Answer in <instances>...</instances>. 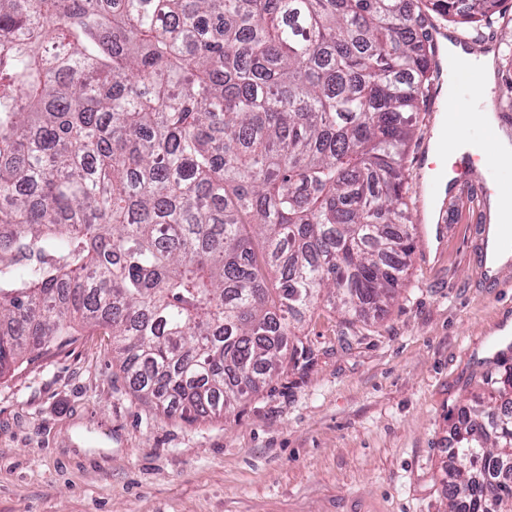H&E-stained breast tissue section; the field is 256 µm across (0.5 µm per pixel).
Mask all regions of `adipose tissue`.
Listing matches in <instances>:
<instances>
[{"mask_svg": "<svg viewBox=\"0 0 512 512\" xmlns=\"http://www.w3.org/2000/svg\"><path fill=\"white\" fill-rule=\"evenodd\" d=\"M470 125L490 133V140L452 141L448 145H434L430 159L436 167L432 171L435 180L450 182L455 173L453 164L462 153L477 156L481 163L490 167H501L512 163V137L500 128L493 113L472 112L468 115Z\"/></svg>", "mask_w": 512, "mask_h": 512, "instance_id": "adipose-tissue-1", "label": "adipose tissue"}]
</instances>
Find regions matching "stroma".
<instances>
[{
    "mask_svg": "<svg viewBox=\"0 0 512 512\" xmlns=\"http://www.w3.org/2000/svg\"><path fill=\"white\" fill-rule=\"evenodd\" d=\"M480 182L446 201L393 300L354 324L326 304L309 360L223 418L169 419L134 395L112 336L83 328L0 377V512H448L459 410L512 344V267L476 279Z\"/></svg>",
    "mask_w": 512,
    "mask_h": 512,
    "instance_id": "stroma-1",
    "label": "stroma"
}]
</instances>
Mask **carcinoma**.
Returning <instances> with one entry per match:
<instances>
[{"mask_svg": "<svg viewBox=\"0 0 512 512\" xmlns=\"http://www.w3.org/2000/svg\"><path fill=\"white\" fill-rule=\"evenodd\" d=\"M504 0H0V377L111 330L134 393L221 416L322 299L394 298L413 248L406 146L430 20ZM458 417L444 492L512 512V362Z\"/></svg>", "mask_w": 512, "mask_h": 512, "instance_id": "carcinoma-1", "label": "carcinoma"}]
</instances>
